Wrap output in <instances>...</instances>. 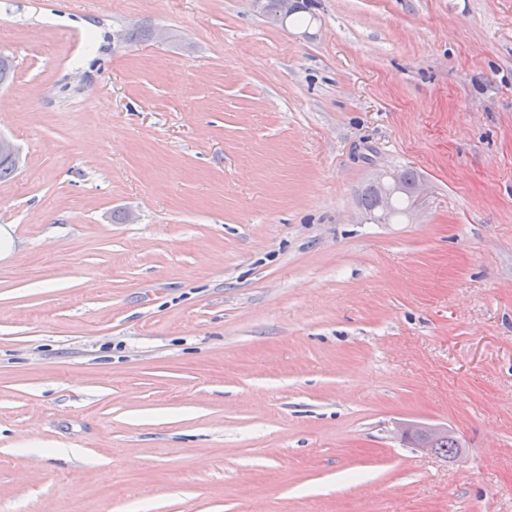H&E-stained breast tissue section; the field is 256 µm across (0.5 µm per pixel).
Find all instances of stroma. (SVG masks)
Returning a JSON list of instances; mask_svg holds the SVG:
<instances>
[{"mask_svg": "<svg viewBox=\"0 0 512 512\" xmlns=\"http://www.w3.org/2000/svg\"><path fill=\"white\" fill-rule=\"evenodd\" d=\"M297 2L0 0V512H512V0ZM404 172L405 180L407 182L404 180L402 171H397L393 172L390 176V186H384L382 184L375 186L378 191V203L375 189L373 187L369 188L366 198V207L370 211L377 204L375 209H380L382 211V216H380L379 219H385L392 215L393 198L397 194L412 196L413 194L420 195L423 193V184H417L414 182V173L410 170H406ZM448 433L454 434V432L448 430V427L427 426V425L416 423V424H409L404 429L402 436L404 439H406V440L409 439L412 442H414L415 435H421L424 438V443H423V445H419L414 442L415 445H417V447H419L422 450L427 451L429 453H435V448H439L438 449L439 455L447 457V458L455 457L456 453L453 451V448H457V447L453 440L445 439V440L441 441L440 443H436V445L431 448V445L434 444V442L438 438H440Z\"/></svg>", "mask_w": 512, "mask_h": 512, "instance_id": "35a3bbf8", "label": "stroma"}]
</instances>
